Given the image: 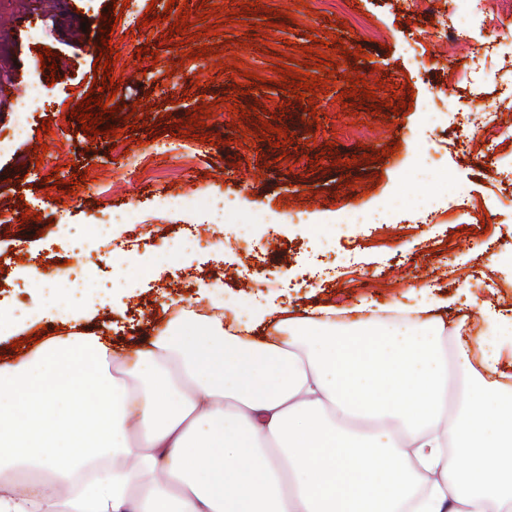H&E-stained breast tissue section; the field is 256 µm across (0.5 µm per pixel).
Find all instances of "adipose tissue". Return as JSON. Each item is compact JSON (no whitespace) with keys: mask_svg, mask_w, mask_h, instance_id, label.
Wrapping results in <instances>:
<instances>
[{"mask_svg":"<svg viewBox=\"0 0 512 512\" xmlns=\"http://www.w3.org/2000/svg\"><path fill=\"white\" fill-rule=\"evenodd\" d=\"M421 293L347 331L285 318L264 343L268 309L228 327L215 300L113 373L83 325L110 289L0 306V335L68 326L0 365V512H512V316L470 342Z\"/></svg>","mask_w":512,"mask_h":512,"instance_id":"adipose-tissue-1","label":"adipose tissue"}]
</instances>
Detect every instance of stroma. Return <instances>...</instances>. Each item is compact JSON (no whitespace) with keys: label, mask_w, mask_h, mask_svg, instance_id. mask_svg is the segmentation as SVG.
Returning a JSON list of instances; mask_svg holds the SVG:
<instances>
[{"label":"stroma","mask_w":512,"mask_h":512,"mask_svg":"<svg viewBox=\"0 0 512 512\" xmlns=\"http://www.w3.org/2000/svg\"><path fill=\"white\" fill-rule=\"evenodd\" d=\"M203 3L212 7L206 18ZM256 3V15L240 25L229 19L236 0H137L130 13L113 11L112 0H0V135L12 133L19 90L37 82L49 97L28 136L0 151V301L31 305L32 266L55 275L67 264L111 287L108 242L132 232L114 223L107 236L96 233L109 206L160 227L133 250L124 287L84 322L92 331L109 326L116 356L149 342L176 300L203 313L211 299H225L228 321L258 299L296 317L326 308L345 325L367 305L380 316L416 305L424 284L433 288L436 314L452 323L466 318L467 336H482V308L512 310V127L477 132L464 115L495 99L512 108V40L467 30L452 79L420 47L430 12L408 10L404 0H351L341 11L322 0ZM151 5L166 11L165 22L145 23ZM270 10L278 14L272 26ZM183 12L194 32L187 39L170 31ZM360 16L382 39L360 40ZM213 27L218 35H210ZM106 39L121 54L113 66L121 80L116 138L81 134L73 114L99 89L92 66ZM214 45L222 57L186 56ZM44 48L52 67L41 63ZM319 49L334 81L314 97L311 115L276 66L287 57L308 62ZM246 71L267 87L244 84ZM354 78L374 91L372 104L354 96L343 107L338 95ZM395 99L412 110L392 112ZM197 106L208 116L188 140L177 129ZM273 120L286 127V144L264 134L263 122ZM340 123L372 135L336 137ZM143 139L187 142L201 155L113 167L112 147L134 154ZM94 169L109 170V178L86 180ZM60 180L74 194L62 193ZM209 197L227 202L221 226L203 205ZM26 210L40 220H23ZM352 211L376 221L351 223Z\"/></svg>","instance_id":"obj_1"}]
</instances>
